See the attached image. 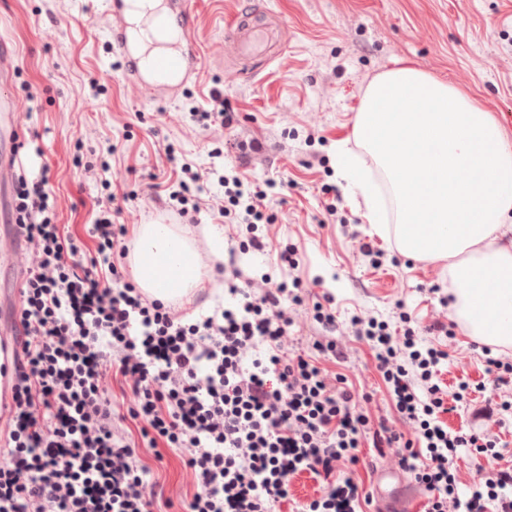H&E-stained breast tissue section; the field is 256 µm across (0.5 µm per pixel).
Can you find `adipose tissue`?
<instances>
[{
    "label": "adipose tissue",
    "instance_id": "ef3b65f1",
    "mask_svg": "<svg viewBox=\"0 0 512 512\" xmlns=\"http://www.w3.org/2000/svg\"><path fill=\"white\" fill-rule=\"evenodd\" d=\"M355 143L386 174L398 202L395 241L412 259L448 260L453 317L488 345L512 343V137L494 114L455 86L415 67L378 75L366 88ZM349 193L365 199L369 223L386 221L370 174L337 149ZM135 284L166 300L201 280L199 264L166 224L143 225L131 261Z\"/></svg>",
    "mask_w": 512,
    "mask_h": 512
}]
</instances>
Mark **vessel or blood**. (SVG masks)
I'll return each mask as SVG.
<instances>
[{"label":"vessel or blood","mask_w":512,"mask_h":512,"mask_svg":"<svg viewBox=\"0 0 512 512\" xmlns=\"http://www.w3.org/2000/svg\"><path fill=\"white\" fill-rule=\"evenodd\" d=\"M112 18L108 41L110 53L122 63L123 80L143 95L161 88L176 94L196 70L201 52L192 38L194 5L192 0H165L164 9L150 17L148 24L157 51L142 53L128 34L127 14L130 0H103ZM224 40L243 61H263L271 50L268 33L256 12L243 9L224 21Z\"/></svg>","instance_id":"obj_1"}]
</instances>
